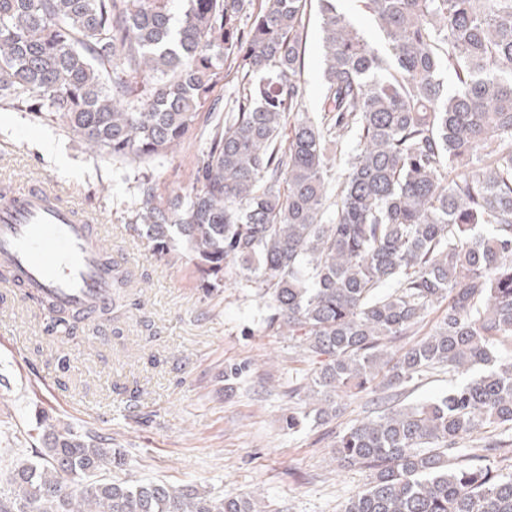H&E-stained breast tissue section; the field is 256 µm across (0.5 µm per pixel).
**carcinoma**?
<instances>
[{
	"label": "carcinoma",
	"instance_id": "obj_1",
	"mask_svg": "<svg viewBox=\"0 0 512 512\" xmlns=\"http://www.w3.org/2000/svg\"><path fill=\"white\" fill-rule=\"evenodd\" d=\"M186 2L175 26L173 0H0V104L141 164L188 139L213 88L234 84L187 190L138 184L150 255L188 253L203 288L235 275L317 364L291 390L312 408L288 429L337 416L342 393L392 391L336 436L338 462L375 470L344 512H512V473L484 464L512 452V435L478 438L512 430V358H494L512 342V0H362L384 52L337 0H318L316 112L303 104L308 0ZM442 303L432 333L392 348ZM435 367L464 380L396 404ZM465 439L479 453L461 463ZM122 465L52 427L41 461L14 463L0 512H264L250 497L101 477Z\"/></svg>",
	"mask_w": 512,
	"mask_h": 512
}]
</instances>
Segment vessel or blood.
Returning <instances> with one entry per match:
<instances>
[{
  "label": "vessel or blood",
  "instance_id": "1",
  "mask_svg": "<svg viewBox=\"0 0 512 512\" xmlns=\"http://www.w3.org/2000/svg\"><path fill=\"white\" fill-rule=\"evenodd\" d=\"M0 268L25 297L50 302L87 322L111 306L121 272L98 226L60 204L53 187L44 183L0 199Z\"/></svg>",
  "mask_w": 512,
  "mask_h": 512
}]
</instances>
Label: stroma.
I'll use <instances>...</instances> for the list:
<instances>
[{"mask_svg":"<svg viewBox=\"0 0 512 512\" xmlns=\"http://www.w3.org/2000/svg\"><path fill=\"white\" fill-rule=\"evenodd\" d=\"M320 24L311 7L303 99L310 112L320 103ZM215 118L203 106L197 134L138 165L92 154L59 120L0 105V193L55 179L64 204L95 217L129 277L117 321L81 322L64 338L47 333L43 313L15 289L0 287V493L11 491L13 459H39L51 424L123 451L117 476L128 483L256 496L269 512H343L370 483L371 469L341 465L333 454L337 433L373 411L370 396L345 398L328 422L287 429L299 406L288 392L311 362L267 327L253 292L231 280L200 287L190 258H152L131 227L142 177L152 176L163 196L182 192L205 143L201 131ZM230 364L246 371L228 391Z\"/></svg>","mask_w":512,"mask_h":512,"instance_id":"stroma-1","label":"stroma"}]
</instances>
